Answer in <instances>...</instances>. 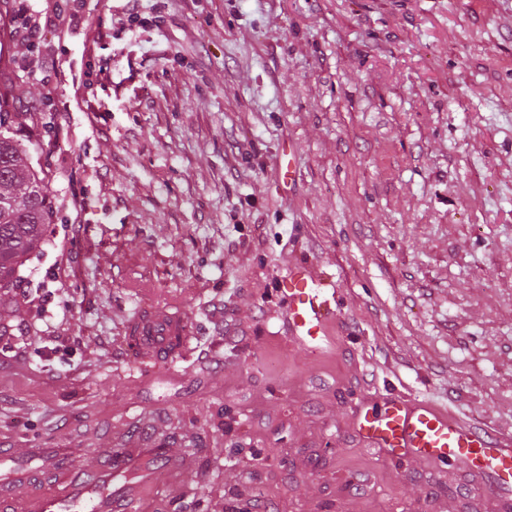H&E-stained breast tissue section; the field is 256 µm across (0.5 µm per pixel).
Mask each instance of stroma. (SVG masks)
<instances>
[{
	"label": "stroma",
	"mask_w": 512,
	"mask_h": 512,
	"mask_svg": "<svg viewBox=\"0 0 512 512\" xmlns=\"http://www.w3.org/2000/svg\"><path fill=\"white\" fill-rule=\"evenodd\" d=\"M125 13L0 0V101L56 205L0 293V456L185 457L134 512H512L478 471L356 433L392 395L512 433V0ZM297 263L341 298L324 352L286 339ZM143 304L181 312L185 358L133 361Z\"/></svg>",
	"instance_id": "35a3bbf8"
}]
</instances>
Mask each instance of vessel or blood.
<instances>
[{"label": "vessel or blood", "mask_w": 512, "mask_h": 512, "mask_svg": "<svg viewBox=\"0 0 512 512\" xmlns=\"http://www.w3.org/2000/svg\"><path fill=\"white\" fill-rule=\"evenodd\" d=\"M284 295L288 300L286 334L294 345L319 351L330 345L328 325L339 307L336 289L322 287L304 265L291 266ZM126 334L137 359L157 363L184 357L190 331L180 312L160 306L140 308ZM358 428L379 447L480 470L500 488L512 486V437L498 439L432 406L393 397L382 411L362 413ZM147 448H120L111 463L74 479L59 492L37 499V512H132L153 487L154 470ZM33 473L15 470L0 481V512H8L16 487L34 483Z\"/></svg>", "instance_id": "1"}]
</instances>
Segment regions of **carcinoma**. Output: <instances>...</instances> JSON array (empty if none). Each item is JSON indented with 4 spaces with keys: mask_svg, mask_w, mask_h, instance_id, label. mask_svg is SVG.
<instances>
[{
    "mask_svg": "<svg viewBox=\"0 0 512 512\" xmlns=\"http://www.w3.org/2000/svg\"><path fill=\"white\" fill-rule=\"evenodd\" d=\"M18 112L0 111V288L13 287L31 253L41 248L54 207L44 172L29 163Z\"/></svg>",
    "mask_w": 512,
    "mask_h": 512,
    "instance_id": "carcinoma-1",
    "label": "carcinoma"
}]
</instances>
